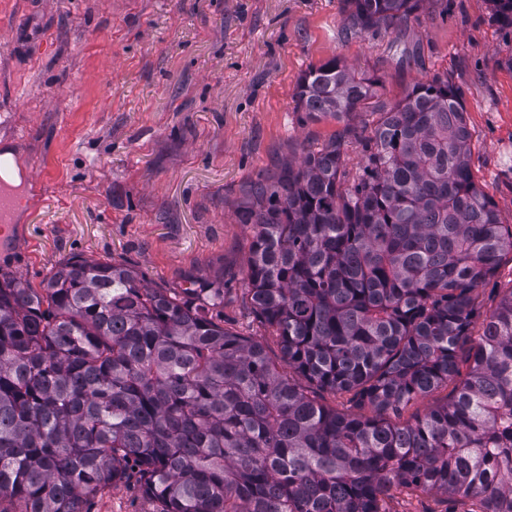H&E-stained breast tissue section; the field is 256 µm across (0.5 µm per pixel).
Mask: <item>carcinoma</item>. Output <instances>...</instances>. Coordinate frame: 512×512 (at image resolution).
I'll use <instances>...</instances> for the list:
<instances>
[{
    "mask_svg": "<svg viewBox=\"0 0 512 512\" xmlns=\"http://www.w3.org/2000/svg\"><path fill=\"white\" fill-rule=\"evenodd\" d=\"M425 2L343 0L345 27L387 30ZM492 2L512 28V0ZM375 96L336 58L296 92L309 118L337 121ZM470 141L436 75L370 132L347 123L254 184L247 302L277 360L224 327L222 280L157 288L128 263L73 257L33 288L0 268V512H91L133 475L159 512H384L395 484L512 512V291L451 401L384 418L459 375L476 290L512 253ZM290 370L377 416L327 408Z\"/></svg>",
    "mask_w": 512,
    "mask_h": 512,
    "instance_id": "carcinoma-1",
    "label": "carcinoma"
}]
</instances>
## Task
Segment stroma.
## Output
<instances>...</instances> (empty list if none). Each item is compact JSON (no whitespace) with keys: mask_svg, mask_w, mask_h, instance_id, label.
<instances>
[{"mask_svg":"<svg viewBox=\"0 0 512 512\" xmlns=\"http://www.w3.org/2000/svg\"><path fill=\"white\" fill-rule=\"evenodd\" d=\"M341 0H0V145L28 172L0 268L39 287L75 255L127 261L157 287L224 278V326L280 346L244 302L254 184L341 130L309 120L296 86L339 58L378 81L369 112L434 75L458 90L471 171L512 225V29L491 0H442L351 35ZM512 292V254L478 288L466 346ZM387 512H477V501L392 488ZM131 482L92 512H158Z\"/></svg>","mask_w":512,"mask_h":512,"instance_id":"obj_1","label":"stroma"}]
</instances>
